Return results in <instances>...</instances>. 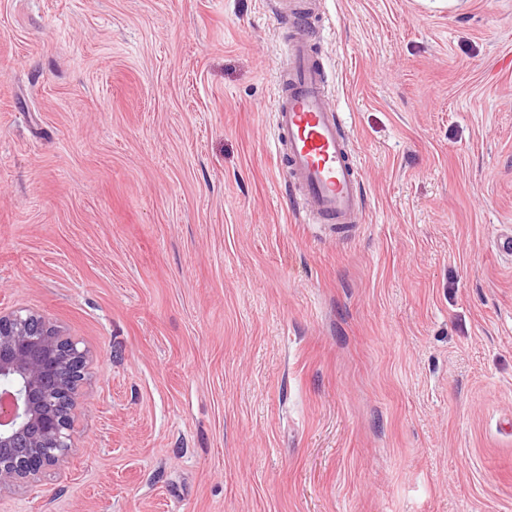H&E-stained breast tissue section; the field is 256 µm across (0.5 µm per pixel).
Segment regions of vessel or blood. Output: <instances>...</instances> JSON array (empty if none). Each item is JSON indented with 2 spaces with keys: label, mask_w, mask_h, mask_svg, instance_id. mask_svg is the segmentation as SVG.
<instances>
[{
  "label": "vessel or blood",
  "mask_w": 512,
  "mask_h": 512,
  "mask_svg": "<svg viewBox=\"0 0 512 512\" xmlns=\"http://www.w3.org/2000/svg\"><path fill=\"white\" fill-rule=\"evenodd\" d=\"M288 20L287 67L276 78L275 149L282 156L310 224L348 225L359 221L362 193L349 140L329 106V85L311 44L306 0H274Z\"/></svg>",
  "instance_id": "b4317fda"
}]
</instances>
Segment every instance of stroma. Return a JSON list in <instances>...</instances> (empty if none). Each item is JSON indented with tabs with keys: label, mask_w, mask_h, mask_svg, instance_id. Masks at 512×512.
Masks as SVG:
<instances>
[{
	"label": "stroma",
	"mask_w": 512,
	"mask_h": 512,
	"mask_svg": "<svg viewBox=\"0 0 512 512\" xmlns=\"http://www.w3.org/2000/svg\"><path fill=\"white\" fill-rule=\"evenodd\" d=\"M271 0H0V310L88 350L0 512H512V0H320L365 210L304 223Z\"/></svg>",
	"instance_id": "1"
}]
</instances>
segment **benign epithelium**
Segmentation results:
<instances>
[{
    "label": "benign epithelium",
    "mask_w": 512,
    "mask_h": 512,
    "mask_svg": "<svg viewBox=\"0 0 512 512\" xmlns=\"http://www.w3.org/2000/svg\"><path fill=\"white\" fill-rule=\"evenodd\" d=\"M88 360L45 315L0 310V497L69 456Z\"/></svg>",
    "instance_id": "obj_1"
}]
</instances>
